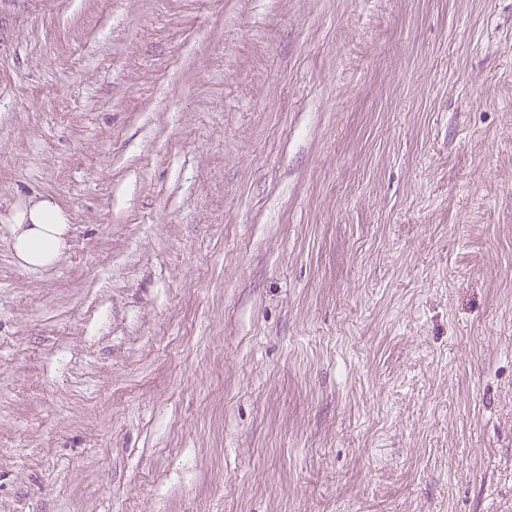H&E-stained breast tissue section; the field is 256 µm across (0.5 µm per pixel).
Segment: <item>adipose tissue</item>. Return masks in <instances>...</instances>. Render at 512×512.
Returning a JSON list of instances; mask_svg holds the SVG:
<instances>
[{"mask_svg": "<svg viewBox=\"0 0 512 512\" xmlns=\"http://www.w3.org/2000/svg\"><path fill=\"white\" fill-rule=\"evenodd\" d=\"M69 236L67 216L53 200H37L15 211L12 217L10 240L23 268L37 270L55 265Z\"/></svg>", "mask_w": 512, "mask_h": 512, "instance_id": "adipose-tissue-1", "label": "adipose tissue"}]
</instances>
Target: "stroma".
Wrapping results in <instances>:
<instances>
[{"label": "stroma", "mask_w": 512, "mask_h": 512, "mask_svg": "<svg viewBox=\"0 0 512 512\" xmlns=\"http://www.w3.org/2000/svg\"><path fill=\"white\" fill-rule=\"evenodd\" d=\"M0 512H512V0H0ZM10 240L18 264L30 270L52 267L67 246L70 224L50 199H40L15 211Z\"/></svg>", "instance_id": "stroma-1"}]
</instances>
